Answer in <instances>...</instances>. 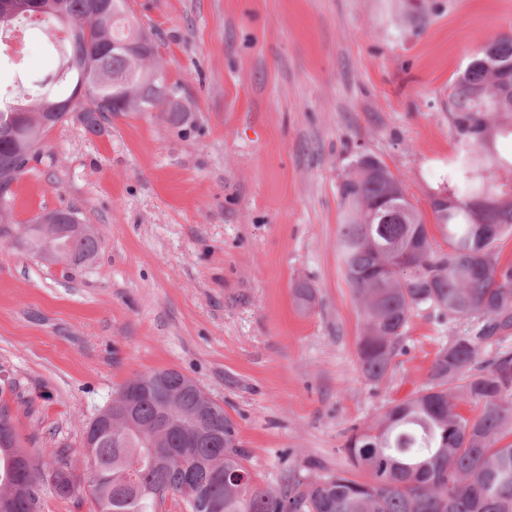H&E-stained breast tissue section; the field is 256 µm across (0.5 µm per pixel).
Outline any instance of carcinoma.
<instances>
[{"instance_id": "obj_1", "label": "carcinoma", "mask_w": 512, "mask_h": 512, "mask_svg": "<svg viewBox=\"0 0 512 512\" xmlns=\"http://www.w3.org/2000/svg\"><path fill=\"white\" fill-rule=\"evenodd\" d=\"M36 0L40 21L66 32L59 69L39 92L18 105L14 131L0 135V240L14 238L40 260L54 252L66 265L91 263L95 233L74 236L70 210L43 213L27 224L10 219L11 185L34 158L45 133L72 116L92 132L114 112H164L176 84L160 92L152 38L127 18V0ZM458 152L442 179L448 204L431 202L447 248L434 247L427 224L406 188L379 158L355 160L338 187L344 207L337 240L346 282L362 317L357 357L363 377L378 384L403 347L414 312L432 308L477 324L441 348L429 381L394 402L369 426L354 429L343 451L360 481L344 472L295 478L279 488L252 480L224 406L208 412L224 442H200L189 414L207 407L201 391L167 369L157 387L152 371L134 414L109 405L122 431L103 428L84 449L87 480L62 450L41 462L19 450L13 421L0 408V502L8 512H38L37 487L51 484L71 498L89 490L97 512H158L168 496L188 512H512V352L481 365L480 343L512 330V263L499 261L497 241L512 232V191L495 172L512 173V159L490 144L512 136V35L494 38L459 75L448 94ZM404 257L410 272L391 273ZM298 307L315 304L307 285L295 290Z\"/></svg>"}]
</instances>
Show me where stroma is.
Masks as SVG:
<instances>
[{"label":"stroma","instance_id":"obj_1","mask_svg":"<svg viewBox=\"0 0 512 512\" xmlns=\"http://www.w3.org/2000/svg\"><path fill=\"white\" fill-rule=\"evenodd\" d=\"M184 117L59 122L12 185V219L70 209L99 238L69 270L0 241V407L21 448L82 463L87 424L136 375L174 369L233 420L255 482L349 470L353 429L425 385L472 323L413 316L385 379L361 374L337 186L362 154L427 226L458 151L448 87L512 33V0H128ZM0 43V86L34 89L60 30ZM317 305L301 311L298 282Z\"/></svg>","mask_w":512,"mask_h":512}]
</instances>
